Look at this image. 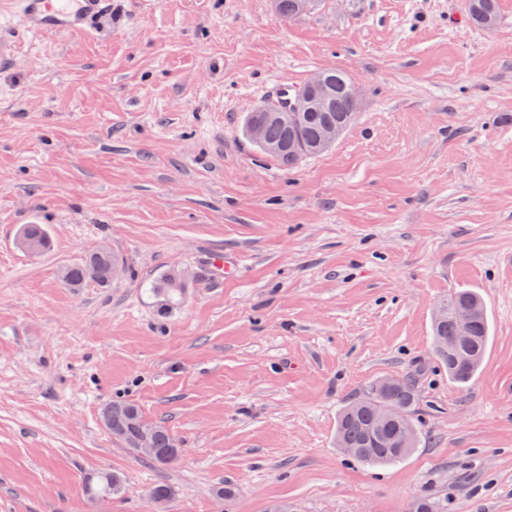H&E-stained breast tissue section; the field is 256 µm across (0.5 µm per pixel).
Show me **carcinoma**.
I'll use <instances>...</instances> for the list:
<instances>
[{"mask_svg":"<svg viewBox=\"0 0 512 512\" xmlns=\"http://www.w3.org/2000/svg\"><path fill=\"white\" fill-rule=\"evenodd\" d=\"M465 12L471 26L491 30L498 22V0H465ZM324 73L336 84L335 106L328 112H302L294 122H268L265 113L251 112L247 119L264 127L267 139L282 146V152L273 156L281 166L291 169L302 158L320 153L317 142L327 124L348 128L355 120V102L350 96L352 80L341 69L328 68ZM17 237H27L46 252L50 237L44 224H22ZM120 263L112 250H97L83 262L61 270V281L76 288L87 281L106 288L118 276ZM185 281L179 272H169L153 285V292L169 302L183 295ZM447 313L433 321L432 348L434 357L448 367V377L459 386H466L479 369L489 340V322L482 298L469 291H456L441 300ZM465 305L473 307L467 325L459 323L457 310ZM458 336L466 337L464 345H450ZM419 404L415 381L409 377L389 388L380 389L369 384L362 395L347 403L336 426V447L348 458L370 466H388L405 458L418 447L421 431L414 418ZM101 419L113 424L112 438L132 453L144 457L158 467L175 463L182 453L176 438L165 426L145 418L139 407L128 400H116L103 406ZM148 441L149 452L138 445ZM122 477L103 471L86 481L88 497L113 496L121 492ZM175 496L167 483L155 484L150 497L164 506ZM408 512H448V500H433L421 496L413 500Z\"/></svg>","mask_w":512,"mask_h":512,"instance_id":"carcinoma-1","label":"carcinoma"}]
</instances>
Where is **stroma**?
<instances>
[{"instance_id":"obj_1","label":"stroma","mask_w":512,"mask_h":512,"mask_svg":"<svg viewBox=\"0 0 512 512\" xmlns=\"http://www.w3.org/2000/svg\"><path fill=\"white\" fill-rule=\"evenodd\" d=\"M496 29L464 0H112L93 29H0V512H512V0ZM361 91L324 154L281 168L244 119L315 72ZM47 225L49 252L15 246ZM129 268L66 288L101 246ZM237 258L216 277L210 259ZM186 274L160 313L151 284ZM480 293L492 339L476 379L432 355L438 302ZM408 375L422 439L370 468L335 444L342 407ZM137 404L177 437L159 468L100 420ZM123 475L99 505L87 478Z\"/></svg>"}]
</instances>
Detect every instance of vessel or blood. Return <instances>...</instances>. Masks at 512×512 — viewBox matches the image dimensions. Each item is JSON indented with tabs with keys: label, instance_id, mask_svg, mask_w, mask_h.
Returning a JSON list of instances; mask_svg holds the SVG:
<instances>
[{
	"label": "vessel or blood",
	"instance_id": "vessel-or-blood-1",
	"mask_svg": "<svg viewBox=\"0 0 512 512\" xmlns=\"http://www.w3.org/2000/svg\"><path fill=\"white\" fill-rule=\"evenodd\" d=\"M9 16L28 34L82 30L108 14L112 0H12Z\"/></svg>",
	"mask_w": 512,
	"mask_h": 512
}]
</instances>
